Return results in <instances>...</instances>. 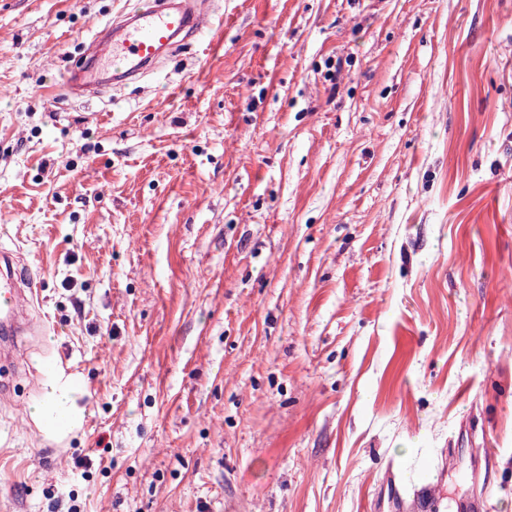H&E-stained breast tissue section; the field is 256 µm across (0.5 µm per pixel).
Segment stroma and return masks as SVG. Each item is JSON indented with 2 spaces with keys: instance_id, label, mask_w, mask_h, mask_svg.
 Instances as JSON below:
<instances>
[{
  "instance_id": "obj_1",
  "label": "stroma",
  "mask_w": 512,
  "mask_h": 512,
  "mask_svg": "<svg viewBox=\"0 0 512 512\" xmlns=\"http://www.w3.org/2000/svg\"><path fill=\"white\" fill-rule=\"evenodd\" d=\"M133 4L0 0V247L44 328L0 512H396L443 454L471 512L483 453L512 512V0H211L72 95ZM45 399L48 403L56 407V414L52 418V423L57 427H66L70 423V414L68 412L64 391L56 386H52L46 393Z\"/></svg>"
}]
</instances>
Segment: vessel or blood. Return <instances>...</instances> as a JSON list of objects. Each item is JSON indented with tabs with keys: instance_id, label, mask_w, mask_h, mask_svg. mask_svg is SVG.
Wrapping results in <instances>:
<instances>
[{
	"instance_id": "b4317fda",
	"label": "vessel or blood",
	"mask_w": 512,
	"mask_h": 512,
	"mask_svg": "<svg viewBox=\"0 0 512 512\" xmlns=\"http://www.w3.org/2000/svg\"><path fill=\"white\" fill-rule=\"evenodd\" d=\"M210 24L197 0H145L138 9L121 13L111 25L97 30L93 41L107 52L96 68L71 71L66 86L100 85L104 78L119 84L152 69L158 59L179 47L180 35L200 37ZM35 288L30 278L15 269L9 253L0 252V333L22 338L32 335V320L25 311L33 303ZM414 479L395 485L393 498L400 512H435L434 487L425 479V469L414 466Z\"/></svg>"
}]
</instances>
